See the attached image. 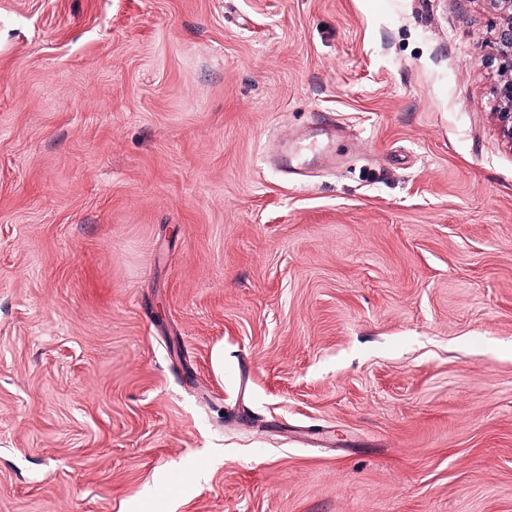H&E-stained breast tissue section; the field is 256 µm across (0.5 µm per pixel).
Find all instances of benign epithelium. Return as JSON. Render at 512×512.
I'll list each match as a JSON object with an SVG mask.
<instances>
[{
	"label": "benign epithelium",
	"instance_id": "1",
	"mask_svg": "<svg viewBox=\"0 0 512 512\" xmlns=\"http://www.w3.org/2000/svg\"><path fill=\"white\" fill-rule=\"evenodd\" d=\"M497 16L488 64L496 74L495 119L499 138L512 149V0H487Z\"/></svg>",
	"mask_w": 512,
	"mask_h": 512
}]
</instances>
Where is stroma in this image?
Listing matches in <instances>:
<instances>
[{
	"label": "stroma",
	"mask_w": 512,
	"mask_h": 512,
	"mask_svg": "<svg viewBox=\"0 0 512 512\" xmlns=\"http://www.w3.org/2000/svg\"><path fill=\"white\" fill-rule=\"evenodd\" d=\"M486 0H0V512H512Z\"/></svg>",
	"instance_id": "1"
}]
</instances>
